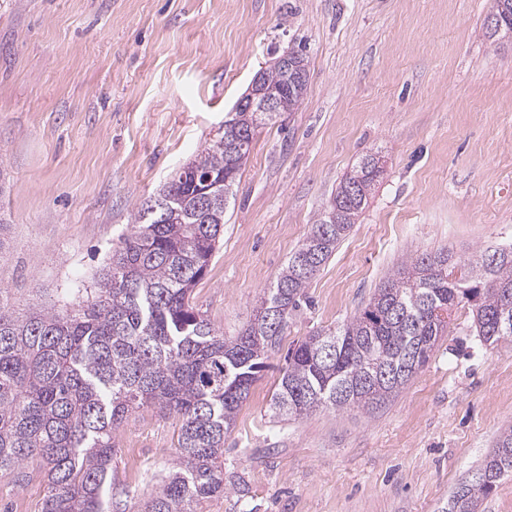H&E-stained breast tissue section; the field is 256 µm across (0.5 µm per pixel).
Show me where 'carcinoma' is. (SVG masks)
<instances>
[{
  "instance_id": "carcinoma-1",
  "label": "carcinoma",
  "mask_w": 512,
  "mask_h": 512,
  "mask_svg": "<svg viewBox=\"0 0 512 512\" xmlns=\"http://www.w3.org/2000/svg\"><path fill=\"white\" fill-rule=\"evenodd\" d=\"M493 11L501 26L489 37L511 39L512 0H495ZM261 76L280 90L279 112L301 105L306 66L294 82L273 67ZM255 123L273 118L233 113L223 134L159 194L166 208H137L132 232L75 303L20 315L0 286V476L24 484L29 464L38 462L49 488L41 512H126L114 506L128 495L112 487L114 434L145 407L175 414L181 425L177 463L140 512H197L224 493V432L379 177L373 155L361 157L264 292L253 321L226 338L193 306L191 293L224 233L227 195L251 149L238 150L235 138ZM197 173L212 176L209 203ZM456 264L446 249L410 255L347 323L288 349L272 416L385 402L425 365L460 304L471 306L481 343H512V243L493 262L480 252L461 275ZM475 472L479 479L459 484L448 512H478L512 476L511 428Z\"/></svg>"
}]
</instances>
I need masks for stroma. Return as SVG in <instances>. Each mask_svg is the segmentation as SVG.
<instances>
[{
  "instance_id": "1",
  "label": "stroma",
  "mask_w": 512,
  "mask_h": 512,
  "mask_svg": "<svg viewBox=\"0 0 512 512\" xmlns=\"http://www.w3.org/2000/svg\"><path fill=\"white\" fill-rule=\"evenodd\" d=\"M494 0H0V285L17 311L92 287L157 196L285 52L309 71L296 111L258 130L194 303L231 337L365 154L367 208L224 436V493L199 512H448L512 426V344L458 306L428 364L370 410L280 421L291 345L336 330L407 255L467 263L512 242V40ZM179 422L144 409L116 431L112 484L138 512L177 460ZM47 484L0 479V512H40Z\"/></svg>"
}]
</instances>
